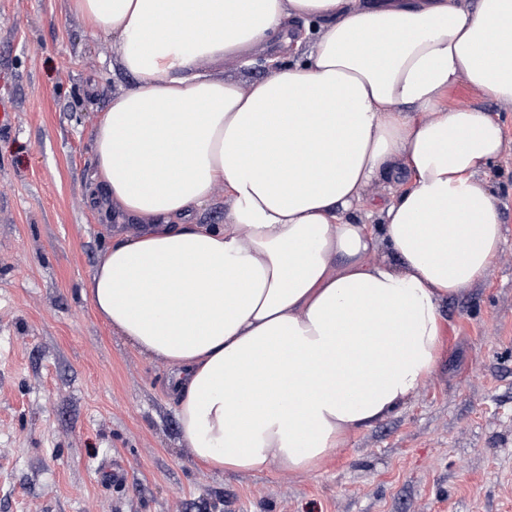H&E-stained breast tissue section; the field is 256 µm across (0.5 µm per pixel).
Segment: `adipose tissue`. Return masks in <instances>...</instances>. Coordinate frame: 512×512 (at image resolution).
Wrapping results in <instances>:
<instances>
[{
  "label": "adipose tissue",
  "instance_id": "adipose-tissue-1",
  "mask_svg": "<svg viewBox=\"0 0 512 512\" xmlns=\"http://www.w3.org/2000/svg\"><path fill=\"white\" fill-rule=\"evenodd\" d=\"M134 87L92 131L89 201L134 222L83 294L164 360L181 439L210 469H316L433 374L442 306L504 243L512 0H74ZM316 20L313 43L290 34ZM276 43L267 77L223 71ZM411 184L368 205L374 182ZM223 187L226 224L200 210ZM376 225L362 222L364 213ZM392 260H370L376 245Z\"/></svg>",
  "mask_w": 512,
  "mask_h": 512
}]
</instances>
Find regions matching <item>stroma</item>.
Listing matches in <instances>:
<instances>
[{"mask_svg":"<svg viewBox=\"0 0 512 512\" xmlns=\"http://www.w3.org/2000/svg\"><path fill=\"white\" fill-rule=\"evenodd\" d=\"M69 0H0V512H512V105L460 84L501 126L494 192L504 247L449 299L432 377L307 474L197 465L168 370L96 315L83 284L109 233L87 203L92 130L131 75ZM122 464L127 478L104 481Z\"/></svg>","mask_w":512,"mask_h":512,"instance_id":"35a3bbf8","label":"stroma"}]
</instances>
